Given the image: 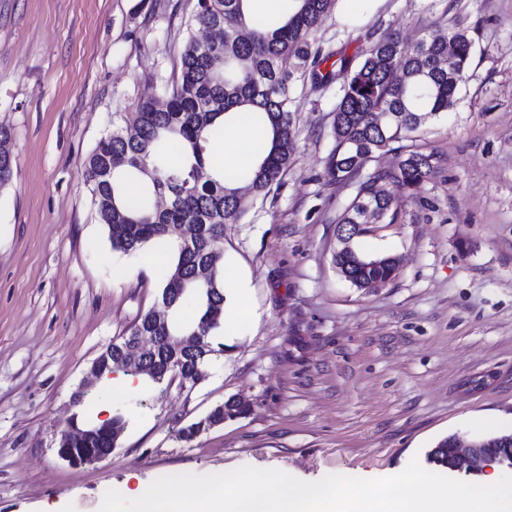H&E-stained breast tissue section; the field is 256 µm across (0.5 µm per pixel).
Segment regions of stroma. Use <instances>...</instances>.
I'll use <instances>...</instances> for the list:
<instances>
[{
    "mask_svg": "<svg viewBox=\"0 0 512 512\" xmlns=\"http://www.w3.org/2000/svg\"><path fill=\"white\" fill-rule=\"evenodd\" d=\"M197 0H0V125L14 134V178L0 188V512H99L171 470L249 465L314 482L379 478L456 433H512V0H355L310 36L319 57L298 82L295 151L281 185L224 227V266L253 318L218 331L196 386L136 379L91 385L85 416L123 414L110 459L73 467L55 440L99 352L153 307L158 266L114 252L84 163L120 113L179 72ZM465 30L473 59L448 112L405 140L433 156L396 223L372 224L363 254L401 259L373 292L333 264L337 219L359 180L396 169L399 152L334 183L341 65L380 38L416 43ZM241 397L242 418L185 442L177 431Z\"/></svg>",
    "mask_w": 512,
    "mask_h": 512,
    "instance_id": "stroma-1",
    "label": "stroma"
}]
</instances>
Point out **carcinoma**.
<instances>
[{"mask_svg":"<svg viewBox=\"0 0 512 512\" xmlns=\"http://www.w3.org/2000/svg\"><path fill=\"white\" fill-rule=\"evenodd\" d=\"M246 0H197L192 26L203 29L213 21L224 25V53L209 56L196 39L188 38L180 56V75L159 96L139 101L120 116L122 124L97 142L85 162V183L98 222L108 229L112 250L125 255L150 244L176 247L166 273L159 302L170 306L172 334L206 337L204 355L176 356L157 341L147 362L148 377L156 384L173 379L206 377L212 356L224 352L212 336L224 317L222 238L224 225L239 221L251 200L280 186L291 163L294 132L291 107L296 82L305 77L312 52L309 36L331 11L334 0H298L285 21L246 16ZM295 67L288 69V59ZM472 61V42L463 31L432 35L414 45L391 37L372 44L359 66L343 68L342 96L336 104L335 146L326 161V174L336 183L355 179L361 168L380 152L438 118L454 104L460 83ZM241 110L254 113L257 125L267 128L266 155L236 176L212 170L209 146L224 138L225 119ZM382 112L377 128L366 115ZM123 164L112 170L108 182L97 178L108 160ZM432 156L409 151L394 171L378 170L361 182L340 224H362L366 211H378L380 224L395 223L405 193L417 190L432 169ZM13 179V152L0 150V187ZM163 194L168 206L154 208L152 197ZM193 228L190 242L180 233ZM353 266L347 270L351 285L361 289L374 278L394 280L396 268ZM206 268L208 277L196 279ZM192 298L197 309L191 320L181 317L184 302ZM249 411V405L231 397L211 408L201 419L178 430L187 442L211 428ZM77 430L67 452L76 460L92 448H115L127 428L126 419L73 417Z\"/></svg>","mask_w":512,"mask_h":512,"instance_id":"obj_1","label":"carcinoma"}]
</instances>
